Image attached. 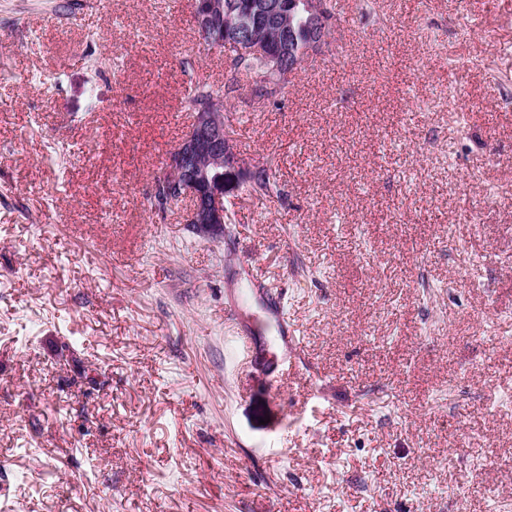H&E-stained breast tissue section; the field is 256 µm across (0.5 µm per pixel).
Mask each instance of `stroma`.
Here are the masks:
<instances>
[{
	"mask_svg": "<svg viewBox=\"0 0 512 512\" xmlns=\"http://www.w3.org/2000/svg\"><path fill=\"white\" fill-rule=\"evenodd\" d=\"M327 4L212 238L153 204L195 0H0V512H512V0Z\"/></svg>",
	"mask_w": 512,
	"mask_h": 512,
	"instance_id": "35a3bbf8",
	"label": "stroma"
}]
</instances>
